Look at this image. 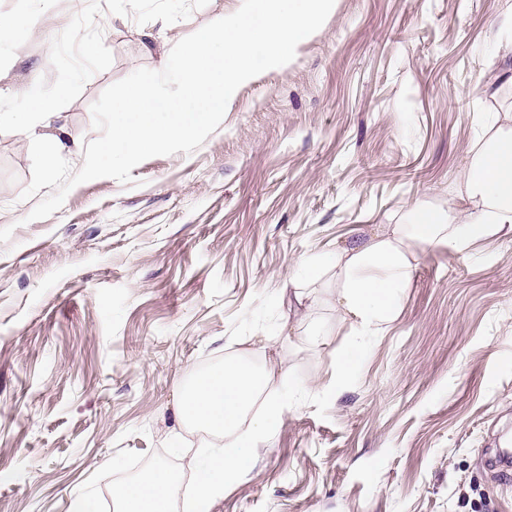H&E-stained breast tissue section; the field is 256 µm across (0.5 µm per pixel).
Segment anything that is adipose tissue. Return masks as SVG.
<instances>
[{
    "instance_id": "obj_1",
    "label": "adipose tissue",
    "mask_w": 512,
    "mask_h": 512,
    "mask_svg": "<svg viewBox=\"0 0 512 512\" xmlns=\"http://www.w3.org/2000/svg\"><path fill=\"white\" fill-rule=\"evenodd\" d=\"M467 211L418 208L410 223L389 224L369 237L339 248L331 258L312 257L292 277L304 291L326 286L336 318L349 323L352 336L337 366L338 382L355 372L365 341L393 323L420 253L512 235V127L477 143L459 191ZM173 476L156 468L149 478L118 486L113 498L120 512H171Z\"/></svg>"
}]
</instances>
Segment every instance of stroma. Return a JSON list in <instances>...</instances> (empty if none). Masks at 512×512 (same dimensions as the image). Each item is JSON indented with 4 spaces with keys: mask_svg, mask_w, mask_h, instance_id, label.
I'll list each match as a JSON object with an SVG mask.
<instances>
[{
    "mask_svg": "<svg viewBox=\"0 0 512 512\" xmlns=\"http://www.w3.org/2000/svg\"><path fill=\"white\" fill-rule=\"evenodd\" d=\"M242 0H0V113L40 86L84 163L90 107ZM512 0H335L292 62L242 84L193 153L136 186L35 199L30 137L0 124V512H114L163 466L185 491L206 433L179 423L184 379L235 353L325 391L344 334L290 342V277L415 207L459 206L472 149L512 113ZM512 239L427 250L402 312L327 418L283 411L210 512H512Z\"/></svg>",
    "mask_w": 512,
    "mask_h": 512,
    "instance_id": "1",
    "label": "stroma"
}]
</instances>
